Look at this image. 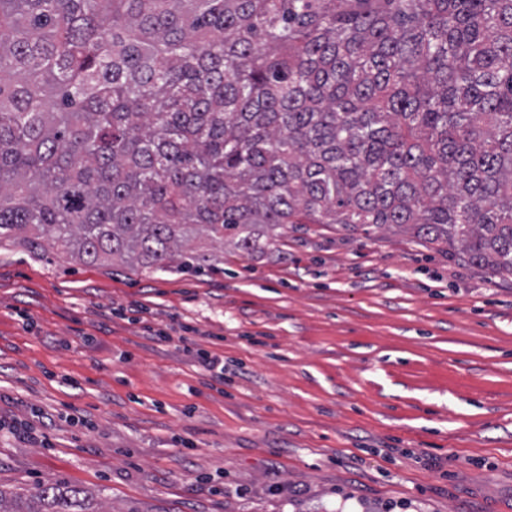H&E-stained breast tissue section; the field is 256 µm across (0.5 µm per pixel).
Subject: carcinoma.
Segmentation results:
<instances>
[{"mask_svg":"<svg viewBox=\"0 0 512 512\" xmlns=\"http://www.w3.org/2000/svg\"><path fill=\"white\" fill-rule=\"evenodd\" d=\"M287 224L511 276L512 0H0V247L203 275Z\"/></svg>","mask_w":512,"mask_h":512,"instance_id":"1","label":"carcinoma"}]
</instances>
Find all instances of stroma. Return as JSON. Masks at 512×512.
I'll return each mask as SVG.
<instances>
[{
    "label": "stroma",
    "mask_w": 512,
    "mask_h": 512,
    "mask_svg": "<svg viewBox=\"0 0 512 512\" xmlns=\"http://www.w3.org/2000/svg\"><path fill=\"white\" fill-rule=\"evenodd\" d=\"M47 480L106 512H512V276L338 224L200 277L0 248V485Z\"/></svg>",
    "instance_id": "35a3bbf8"
}]
</instances>
